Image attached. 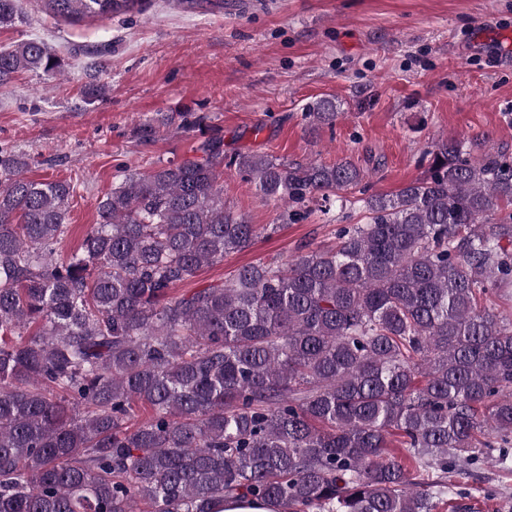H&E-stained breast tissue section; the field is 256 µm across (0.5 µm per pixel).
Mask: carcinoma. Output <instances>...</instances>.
<instances>
[{"label":"carcinoma","mask_w":512,"mask_h":512,"mask_svg":"<svg viewBox=\"0 0 512 512\" xmlns=\"http://www.w3.org/2000/svg\"><path fill=\"white\" fill-rule=\"evenodd\" d=\"M105 23L145 0H41ZM24 20L0 0V27ZM63 62L0 48V86ZM333 99L311 103L331 128ZM448 138L427 173L370 194L350 161L224 154L125 170L68 258L71 180L0 150V512H439L457 477L512 448V157ZM293 210L363 212L334 248L176 286L268 231L224 204V169ZM150 416L138 420V407Z\"/></svg>","instance_id":"carcinoma-1"}]
</instances>
